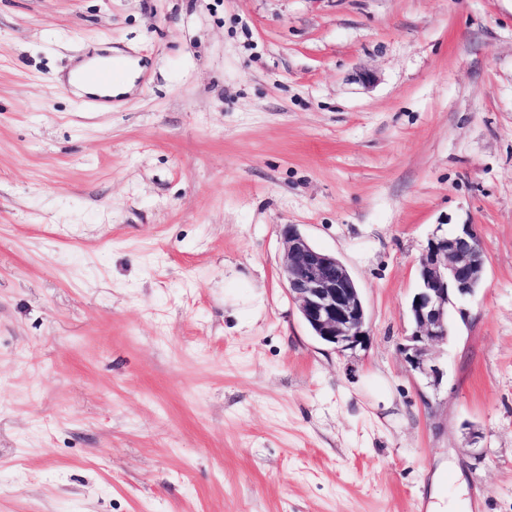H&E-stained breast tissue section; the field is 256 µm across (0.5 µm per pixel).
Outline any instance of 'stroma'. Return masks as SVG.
I'll use <instances>...</instances> for the list:
<instances>
[{"label": "stroma", "instance_id": "35a3bbf8", "mask_svg": "<svg viewBox=\"0 0 512 512\" xmlns=\"http://www.w3.org/2000/svg\"><path fill=\"white\" fill-rule=\"evenodd\" d=\"M142 59L112 105L60 84ZM295 224L357 282L311 336ZM484 283L400 347L438 225ZM512 512V0H0V512ZM112 57L108 56H102V55H93L91 57L86 58L84 61H82L80 64H78L76 67L73 68V70L70 73L69 76V82L70 84L78 87L80 90H82L85 93L92 94V95H104V94H111V95H120L123 93L128 92L135 83V80L140 74L141 68L139 67L138 60L137 59H131L125 57V59L129 63V68L124 75V77L112 85V89L109 92H104L98 87H95L90 84L81 83L79 85L74 83V77L76 75H80L82 72L93 68L95 66H98L100 64H103L104 62L110 60ZM283 249L282 276L312 336L339 354L362 345L366 308L346 266L316 248L295 224L284 228Z\"/></svg>", "mask_w": 512, "mask_h": 512}]
</instances>
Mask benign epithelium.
Listing matches in <instances>:
<instances>
[{"label": "benign epithelium", "mask_w": 512, "mask_h": 512, "mask_svg": "<svg viewBox=\"0 0 512 512\" xmlns=\"http://www.w3.org/2000/svg\"><path fill=\"white\" fill-rule=\"evenodd\" d=\"M282 276L304 323L319 342L342 354L364 343L367 314L356 281L333 254L316 248L295 224L283 231ZM486 255L474 225L435 234L417 265L410 303L414 329L401 351L410 367L437 385L431 351L448 342V307L471 298L484 279Z\"/></svg>", "instance_id": "obj_1"}]
</instances>
